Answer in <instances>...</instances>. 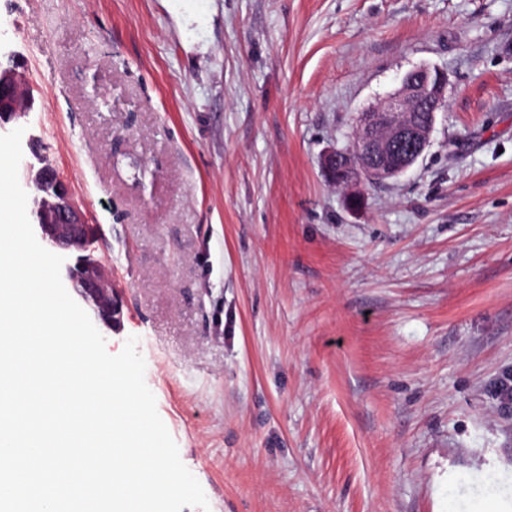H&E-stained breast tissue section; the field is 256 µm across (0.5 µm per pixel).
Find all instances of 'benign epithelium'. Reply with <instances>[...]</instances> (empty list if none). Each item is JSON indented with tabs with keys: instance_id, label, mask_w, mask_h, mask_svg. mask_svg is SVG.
<instances>
[{
	"instance_id": "7a95c632",
	"label": "benign epithelium",
	"mask_w": 512,
	"mask_h": 512,
	"mask_svg": "<svg viewBox=\"0 0 512 512\" xmlns=\"http://www.w3.org/2000/svg\"><path fill=\"white\" fill-rule=\"evenodd\" d=\"M448 92L445 72L430 66L407 71L392 92L359 113L357 137L348 148H334L323 155L322 168L333 184L345 181L351 188L348 206L358 210L361 181L382 183L407 171L430 146L438 112ZM28 102L27 91L12 65L0 64V125L10 121ZM25 185L38 193L29 201L32 224L53 253L84 249L93 228L86 224L66 186L42 159L27 161L22 171ZM74 291L91 308L94 318L108 326L118 321L121 301L112 288L104 265L85 258L79 266L66 267Z\"/></svg>"
}]
</instances>
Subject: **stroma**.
<instances>
[{"mask_svg": "<svg viewBox=\"0 0 512 512\" xmlns=\"http://www.w3.org/2000/svg\"><path fill=\"white\" fill-rule=\"evenodd\" d=\"M0 54L210 512H512V0H0ZM421 65L350 210L322 155ZM447 92L445 72L426 65L415 67L403 75L397 88L359 113L352 146L325 152L323 171L332 184L346 180L343 185L352 188L347 196L351 209L358 210L363 204V194L357 189L362 180L382 183L394 179L423 155ZM361 171L365 178H347L348 172Z\"/></svg>", "mask_w": 512, "mask_h": 512, "instance_id": "stroma-1", "label": "stroma"}]
</instances>
